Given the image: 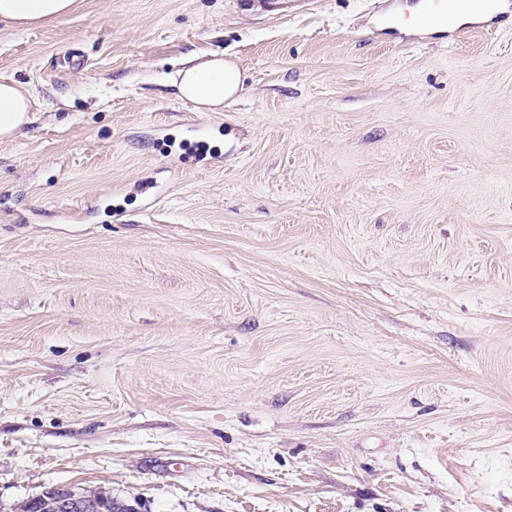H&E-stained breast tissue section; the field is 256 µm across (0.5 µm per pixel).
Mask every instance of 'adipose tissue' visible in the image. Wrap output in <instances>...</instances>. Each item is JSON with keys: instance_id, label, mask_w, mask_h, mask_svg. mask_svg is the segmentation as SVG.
Wrapping results in <instances>:
<instances>
[{"instance_id": "adipose-tissue-1", "label": "adipose tissue", "mask_w": 512, "mask_h": 512, "mask_svg": "<svg viewBox=\"0 0 512 512\" xmlns=\"http://www.w3.org/2000/svg\"><path fill=\"white\" fill-rule=\"evenodd\" d=\"M75 0H0V21L34 25L69 14ZM173 84L181 98L199 107H219L234 99L242 85L238 67L214 57L190 59ZM35 99L14 83L0 82V136L10 137L32 121Z\"/></svg>"}]
</instances>
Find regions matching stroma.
I'll return each mask as SVG.
<instances>
[{"label":"stroma","mask_w":512,"mask_h":512,"mask_svg":"<svg viewBox=\"0 0 512 512\" xmlns=\"http://www.w3.org/2000/svg\"><path fill=\"white\" fill-rule=\"evenodd\" d=\"M374 3L0 23V512H512V29ZM178 95L197 107H219L236 97L242 85V73L223 57L199 61L190 59L173 78ZM34 96L23 92L14 83L0 82V136L11 137L32 122ZM92 495L99 498L101 501L102 509L100 512H139V509L134 504H128L124 501H118L112 496L104 494L101 491L87 490L84 488L67 487L62 485L50 486L43 490L41 493L28 498L33 500L28 509L21 506V512H69L71 510V500L64 498L56 505L54 504L61 497L83 498Z\"/></svg>","instance_id":"35a3bbf8"}]
</instances>
